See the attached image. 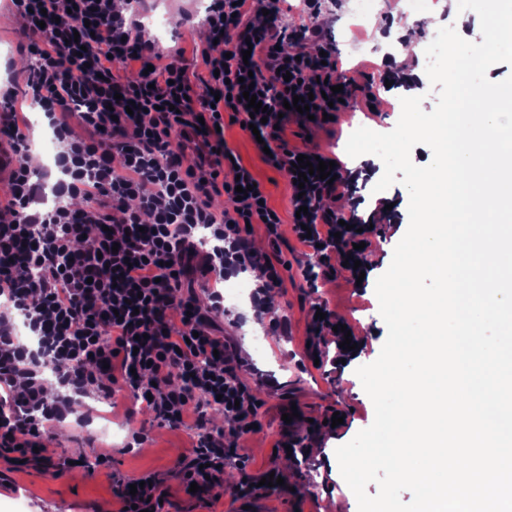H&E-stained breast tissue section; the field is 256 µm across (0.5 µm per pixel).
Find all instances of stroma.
Returning <instances> with one entry per match:
<instances>
[{
  "label": "stroma",
  "instance_id": "1",
  "mask_svg": "<svg viewBox=\"0 0 512 512\" xmlns=\"http://www.w3.org/2000/svg\"><path fill=\"white\" fill-rule=\"evenodd\" d=\"M406 3L370 0L368 15L361 20L355 15L356 0H324L309 24L305 47L314 53L329 46L339 54L351 91L349 105L335 119L291 120L284 127L289 148H316L339 158L344 176L352 180L343 197L328 199L325 205L368 227L367 237L375 249L360 286L350 283L345 270L326 274L318 257L297 241L291 226L292 189L286 176L262 159L240 124H224L225 143L258 180L269 206L283 220V238L278 246L267 241L261 224L253 225L250 242L271 260L287 261L288 268L282 273V285L274 290L277 311L262 320L259 328H245L254 313L246 297L236 306L225 307L223 317L216 320L246 366L243 378L259 402L260 422L256 431L241 437L238 446H225L227 460L219 491H204L196 497L186 494L179 462L192 447V432L161 426L124 390L110 404L83 399L78 411L90 419L83 432L60 428L56 454L73 460L63 473L48 465L22 464L0 456V474L9 482L8 488H0V512H118L113 478L132 480L148 474L166 489L168 512H239L242 501L234 497L232 488L243 478L259 486L253 499L257 512H358L354 493L340 486L328 461L334 458L337 447L350 442L374 421L373 403L356 370L379 357L387 338L375 283L389 268L394 249L407 231L409 195L398 182L376 191L384 173L382 160L372 154L349 157L345 147L359 127L369 125L379 133L391 131L401 114V97H421L427 112L437 103L438 88L412 78L409 70H389L380 64L392 26L409 29L429 41L449 23L447 12L439 8L440 0H419L412 9ZM139 11L146 18H170L168 29L155 34L154 40L160 50H183L193 89L204 94L207 71L192 52L206 37L203 0H141ZM30 60L23 21L0 9V77H5L10 65L24 72ZM318 305L326 306L337 321L366 337L365 347L350 353L330 336L320 346L321 357H313L309 346L313 339L311 313ZM337 412L343 414L344 422L330 426ZM287 413L292 414V421H284ZM140 429L148 432L149 441L126 451L129 434ZM88 438L111 445L107 465L90 470L80 463ZM284 441L296 443V452L289 455L279 450V443ZM281 470L287 473L282 486L272 490L261 486L263 477Z\"/></svg>",
  "mask_w": 512,
  "mask_h": 512
}]
</instances>
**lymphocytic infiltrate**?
Returning <instances> with one entry per match:
<instances>
[{
  "mask_svg": "<svg viewBox=\"0 0 512 512\" xmlns=\"http://www.w3.org/2000/svg\"><path fill=\"white\" fill-rule=\"evenodd\" d=\"M9 2L30 40L25 103L42 112L57 152L53 170L28 165L30 120L15 108L17 79L9 77L0 86V130L11 137L17 165L0 193V215L8 217L0 222V450L35 446L47 455L67 418L86 424L80 398L108 400L121 385L174 428L190 411L222 412L225 429L197 421L180 470L183 484L207 489L224 476L225 436L250 433L257 414L229 343L215 333L224 295L208 284L250 269L261 270L264 288L283 281L247 245L248 224H265L275 243L282 219L219 127L228 113L250 123L240 80L251 77L269 116L258 127L267 162L297 180L298 153L271 119L296 96H312L328 112L343 75L336 53L309 54L307 26L286 34L277 23L281 0H270L262 27L243 22L254 0H211L204 18L211 39L200 55L212 76L197 102L180 53L157 52L114 0ZM289 36L295 46L286 51ZM137 60L148 73L119 80L117 69ZM202 110L208 123L198 121ZM232 168L239 182L223 181ZM239 185L248 193L232 209L213 208L215 195L233 196ZM343 185L309 176L292 201L308 213L292 228L308 226V247L363 261L368 249H354V230L323 205ZM76 199L81 207H73Z\"/></svg>",
  "mask_w": 512,
  "mask_h": 512,
  "instance_id": "obj_1",
  "label": "lymphocytic infiltrate"
}]
</instances>
